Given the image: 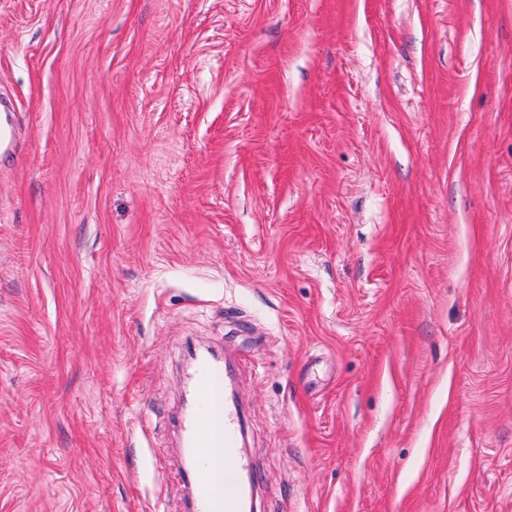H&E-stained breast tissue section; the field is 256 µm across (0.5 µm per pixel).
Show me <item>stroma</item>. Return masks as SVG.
<instances>
[{"label":"stroma","instance_id":"stroma-1","mask_svg":"<svg viewBox=\"0 0 512 512\" xmlns=\"http://www.w3.org/2000/svg\"><path fill=\"white\" fill-rule=\"evenodd\" d=\"M0 512H186L190 346L257 512H512V0H0Z\"/></svg>","mask_w":512,"mask_h":512}]
</instances>
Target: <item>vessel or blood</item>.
<instances>
[{
	"label": "vessel or blood",
	"instance_id": "1",
	"mask_svg": "<svg viewBox=\"0 0 512 512\" xmlns=\"http://www.w3.org/2000/svg\"><path fill=\"white\" fill-rule=\"evenodd\" d=\"M192 411L182 439L193 456L189 512H253L257 472L243 456L240 403L224 390L223 363L196 361L189 380Z\"/></svg>",
	"mask_w": 512,
	"mask_h": 512
}]
</instances>
